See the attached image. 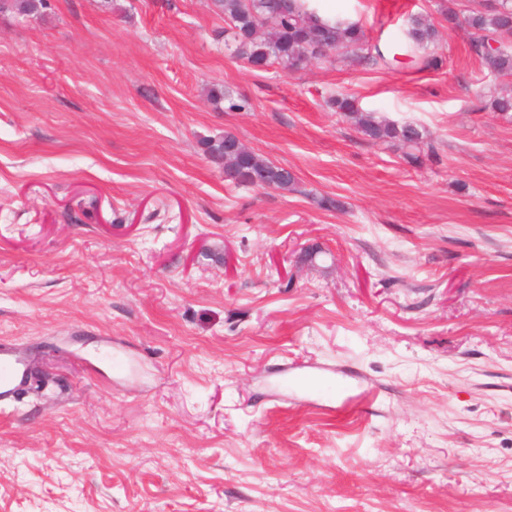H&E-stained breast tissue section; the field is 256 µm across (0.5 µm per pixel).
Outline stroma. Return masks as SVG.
Listing matches in <instances>:
<instances>
[{"label":"stroma","mask_w":512,"mask_h":512,"mask_svg":"<svg viewBox=\"0 0 512 512\" xmlns=\"http://www.w3.org/2000/svg\"><path fill=\"white\" fill-rule=\"evenodd\" d=\"M442 3L321 0L395 60L295 72L231 55L212 0L0 13V345L29 366L0 512H512V119L478 97L512 78ZM227 132L297 190L229 180ZM407 51L419 57L427 67L437 62L436 48L441 34L436 24L427 16H412L405 30ZM327 104L335 112L354 121L358 132L365 140L372 144H392L404 148L405 160L410 164L420 162V155L423 146L426 145L430 155L435 153L434 147L425 142L424 133L416 124H398L388 120L376 112H364L357 105L354 98L344 95L331 97Z\"/></svg>","instance_id":"35a3bbf8"}]
</instances>
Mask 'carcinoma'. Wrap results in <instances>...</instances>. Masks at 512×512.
Masks as SVG:
<instances>
[{"label": "carcinoma", "mask_w": 512, "mask_h": 512, "mask_svg": "<svg viewBox=\"0 0 512 512\" xmlns=\"http://www.w3.org/2000/svg\"><path fill=\"white\" fill-rule=\"evenodd\" d=\"M224 13L231 30L233 53L254 68L275 61L290 71L303 61L324 57L330 49L338 54L352 51L374 66L390 67L391 59L381 47L372 44L362 26L341 16H322L311 0H214ZM47 8L46 0H0V13L13 12L31 16ZM471 29L470 47L490 73L512 77V44L501 39L512 29V0H498L494 6L473 4L465 18ZM500 38L501 46L494 52L485 50V42ZM407 51L419 57L427 67L437 62L436 48L441 34L427 16L410 18L405 30ZM334 111L354 121L358 132L372 144L399 145L410 164L420 162L417 152L434 147L426 144L424 133L416 124H398L375 112H365L354 98L336 95L327 101ZM492 111L512 116V91L496 93L490 101ZM206 155L219 162L234 155L241 164L224 165V174L240 186L294 191L297 178L261 155L247 148L239 138L226 132L206 143Z\"/></svg>", "instance_id": "cac0c4a2"}]
</instances>
